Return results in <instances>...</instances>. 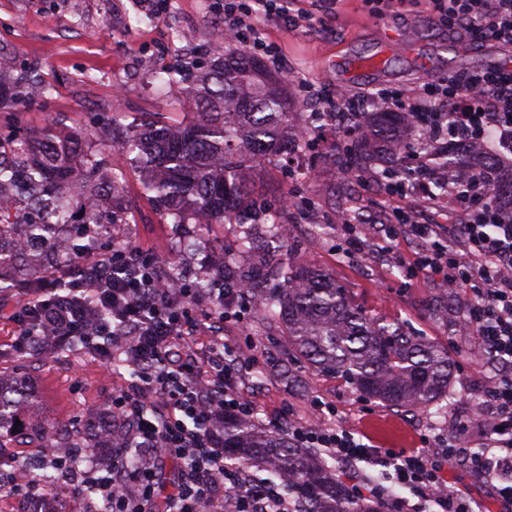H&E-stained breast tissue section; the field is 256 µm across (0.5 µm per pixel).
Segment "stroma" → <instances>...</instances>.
<instances>
[{
	"label": "stroma",
	"mask_w": 512,
	"mask_h": 512,
	"mask_svg": "<svg viewBox=\"0 0 512 512\" xmlns=\"http://www.w3.org/2000/svg\"><path fill=\"white\" fill-rule=\"evenodd\" d=\"M148 13L153 23H141ZM260 26L266 41L307 80L306 86L290 87L299 124L309 123L311 113L322 111L325 97L339 89L366 105L382 90L410 93L451 74L512 66V49L475 42L463 30L449 31L421 0L381 16L365 0H343L335 18L310 31L266 17ZM388 29L409 33V49L390 55L382 72L360 71L357 58L377 54ZM223 42L224 0H166L153 8L144 0H0V54L36 67L54 86L47 100L22 108L28 128L60 121L92 130L102 116L115 112L186 114L189 107L177 93L160 90L158 70L201 60L206 50ZM112 167L125 174L130 242L175 260L190 277L210 249L239 255L244 229L228 223L209 227L197 251L177 253L180 237L192 234L193 225L163 223L120 152H113ZM315 174V179H301L280 164L259 171L267 220L296 225L290 242L297 257L345 288L369 317L400 323L447 348L454 361L453 401L437 416L425 408L398 409L362 399L345 379L309 370L293 356L280 327L248 313L224 321L225 341L240 350L237 392L253 403L258 423L269 430L287 435L299 426L331 423L384 450L421 447L423 438L447 433L449 422L471 411L498 368L460 321L463 292L444 290L436 277L407 279L404 264L421 243L390 225L389 215L401 207L414 211L422 224H456L460 218L420 207L410 197L389 199L373 177H348L328 163L317 164ZM345 213L357 219V245L347 255L341 252L345 239L337 221ZM23 295L19 288L0 290V370L31 396L30 410L44 424L65 422L79 440L92 438L113 396L127 389L130 374L104 369L90 354L71 349L47 361L34 354L19 356L10 343V315ZM392 472L382 461L339 469L342 479L361 493L378 484L394 499L421 503L419 493L393 483ZM444 482L465 489L481 512H498L494 488L470 470L449 465Z\"/></svg>",
	"instance_id": "35a3bbf8"
}]
</instances>
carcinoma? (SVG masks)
<instances>
[{"label":"carcinoma","instance_id":"carcinoma-1","mask_svg":"<svg viewBox=\"0 0 512 512\" xmlns=\"http://www.w3.org/2000/svg\"><path fill=\"white\" fill-rule=\"evenodd\" d=\"M163 81L177 88L192 109L178 124L158 118L124 123L114 117L94 132L61 123L38 129L17 127L0 135V286L29 288L60 258L75 260L107 238L111 226L130 223L123 204L122 175L108 176L107 150L122 151L136 168L143 194L173 224L259 223L264 207L255 197L253 175L266 163L312 152L354 172L419 173L427 157L406 150L408 128L390 112L365 113V127L343 153L336 142L310 136L296 141L287 80L254 53L226 43L213 48L193 79L181 69L165 71ZM53 86L27 65H0V109L49 98ZM475 161L494 163L491 152L472 156L453 150L438 154L440 166ZM243 251L239 281L260 295V318L278 325L316 372L346 379L362 396L401 408L443 411L451 399L453 361L448 350L397 324H381L355 307L345 289L296 259L274 264L255 239ZM67 242L64 255L54 241ZM38 241L42 250H30ZM27 396L0 374V436L25 429L45 448V428L22 419ZM21 424H15V421ZM125 436L120 420L109 416L94 434L93 447ZM224 453L283 480L291 512H390L328 469L311 448H300L284 434L254 421L224 416Z\"/></svg>","mask_w":512,"mask_h":512}]
</instances>
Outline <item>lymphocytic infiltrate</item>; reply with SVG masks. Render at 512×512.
Here are the masks:
<instances>
[{
	"instance_id": "f902f5d3",
	"label": "lymphocytic infiltrate",
	"mask_w": 512,
	"mask_h": 512,
	"mask_svg": "<svg viewBox=\"0 0 512 512\" xmlns=\"http://www.w3.org/2000/svg\"><path fill=\"white\" fill-rule=\"evenodd\" d=\"M244 0H224V31L253 52L276 56L260 39ZM451 29H464L480 42L512 47V0H424ZM265 15L297 28L314 27L336 0H259ZM381 111L403 113L410 128L428 133V150L442 144L467 146L486 130L512 127V69L495 67L428 82L421 97L377 96ZM493 170L471 167L428 169L416 180L390 182V196H412L425 206L455 205L462 221L440 229L406 211L398 223L423 243L410 262L413 278L437 276L465 291L463 322L480 350L499 367L481 393L475 414L454 422L446 437L424 448L402 450L394 463L395 484L415 488L438 512H476L468 495L444 483L446 464L455 462L495 489L501 512H512V205L492 198ZM448 187L435 193L432 181ZM160 259L135 244L88 251L67 266H55L37 288L28 290L12 314V344L21 354H50L81 338L84 351L104 367L125 362L131 388L112 402L114 417L127 421V437L139 452L116 453L112 467L97 479L98 496L110 512H289L288 498L270 483L243 478L224 461L216 435L225 413L254 415L252 403L234 388L235 346L220 330L227 310L247 301L242 288L214 277L201 290L190 281L157 286ZM107 311L98 320L88 301ZM210 339L198 358L194 339ZM294 441L323 448L339 463L379 457L376 446L333 426H300ZM480 452H472V443ZM175 475L165 478L167 465Z\"/></svg>"
}]
</instances>
